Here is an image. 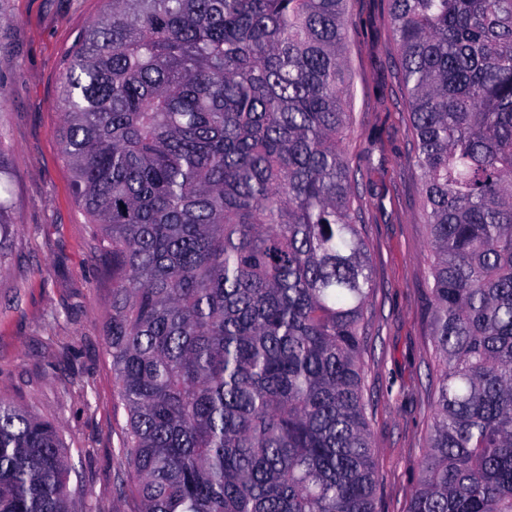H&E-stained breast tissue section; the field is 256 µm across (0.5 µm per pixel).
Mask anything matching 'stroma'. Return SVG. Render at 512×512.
<instances>
[{
	"mask_svg": "<svg viewBox=\"0 0 512 512\" xmlns=\"http://www.w3.org/2000/svg\"><path fill=\"white\" fill-rule=\"evenodd\" d=\"M0 9V139L22 226L0 260V395L61 424L72 478L97 512H138L135 497L119 495L126 413L102 331L112 258L75 201L57 136L62 57L103 3L5 0ZM349 37L350 153L377 287L364 358L378 512H407L431 421L430 255L383 0H351Z\"/></svg>",
	"mask_w": 512,
	"mask_h": 512,
	"instance_id": "stroma-1",
	"label": "stroma"
}]
</instances>
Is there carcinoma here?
<instances>
[{"mask_svg":"<svg viewBox=\"0 0 512 512\" xmlns=\"http://www.w3.org/2000/svg\"><path fill=\"white\" fill-rule=\"evenodd\" d=\"M59 140L112 253L103 327L140 512H377L374 293L348 0H103ZM432 254L407 512H512V0H386ZM0 143V254L18 225ZM60 425L0 398V512H72Z\"/></svg>","mask_w":512,"mask_h":512,"instance_id":"cac0c4a2","label":"carcinoma"}]
</instances>
